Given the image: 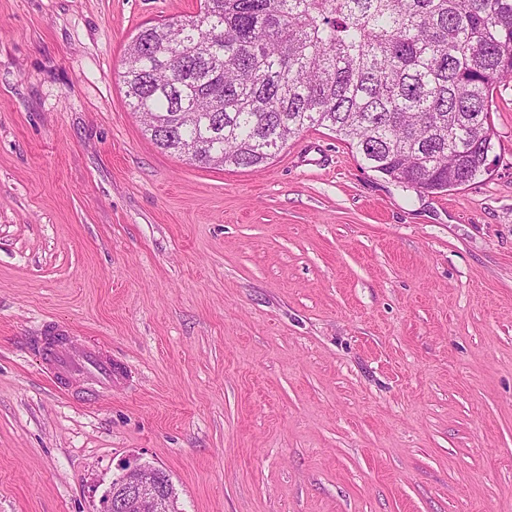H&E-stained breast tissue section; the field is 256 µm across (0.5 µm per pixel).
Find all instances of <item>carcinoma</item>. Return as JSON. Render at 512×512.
Returning <instances> with one entry per match:
<instances>
[{
	"label": "carcinoma",
	"mask_w": 512,
	"mask_h": 512,
	"mask_svg": "<svg viewBox=\"0 0 512 512\" xmlns=\"http://www.w3.org/2000/svg\"><path fill=\"white\" fill-rule=\"evenodd\" d=\"M161 150L263 167L309 128L405 188L481 172L489 97L512 81V0H201L144 27L121 72Z\"/></svg>",
	"instance_id": "obj_1"
}]
</instances>
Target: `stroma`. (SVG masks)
Instances as JSON below:
<instances>
[{"label": "stroma", "instance_id": "1", "mask_svg": "<svg viewBox=\"0 0 512 512\" xmlns=\"http://www.w3.org/2000/svg\"><path fill=\"white\" fill-rule=\"evenodd\" d=\"M199 0H0V512H512V83L441 194L301 132L259 171L162 152L119 77ZM118 373L64 392L44 324ZM113 479L99 512H177L175 498L162 485L161 469L150 465H125Z\"/></svg>", "mask_w": 512, "mask_h": 512}]
</instances>
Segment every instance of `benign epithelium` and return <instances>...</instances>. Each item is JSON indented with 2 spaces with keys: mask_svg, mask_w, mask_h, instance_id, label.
Instances as JSON below:
<instances>
[{
  "mask_svg": "<svg viewBox=\"0 0 512 512\" xmlns=\"http://www.w3.org/2000/svg\"><path fill=\"white\" fill-rule=\"evenodd\" d=\"M162 477V470L150 465L124 466L100 512H177L174 494L162 485Z\"/></svg>",
  "mask_w": 512,
  "mask_h": 512,
  "instance_id": "benign-epithelium-1",
  "label": "benign epithelium"
}]
</instances>
